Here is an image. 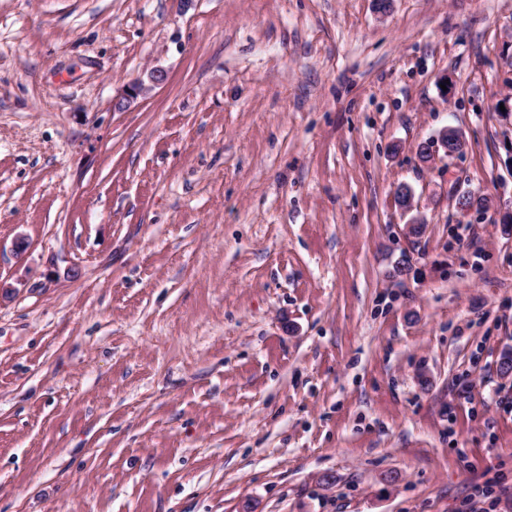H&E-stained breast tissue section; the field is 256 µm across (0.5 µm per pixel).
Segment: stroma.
<instances>
[{
	"mask_svg": "<svg viewBox=\"0 0 512 512\" xmlns=\"http://www.w3.org/2000/svg\"><path fill=\"white\" fill-rule=\"evenodd\" d=\"M510 217L512 0H0V512H512ZM166 80V74L164 71L156 69L153 70L149 75V84H145L144 82H137L132 85H129L125 91H123V95L118 99L116 105L118 108H123V102L133 100L139 96H146L149 94L154 87L161 85Z\"/></svg>",
	"mask_w": 512,
	"mask_h": 512,
	"instance_id": "stroma-1",
	"label": "stroma"
}]
</instances>
